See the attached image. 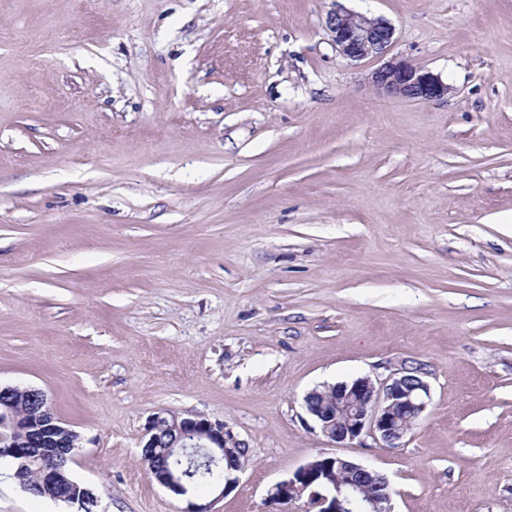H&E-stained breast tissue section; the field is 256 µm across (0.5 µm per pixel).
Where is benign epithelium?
Wrapping results in <instances>:
<instances>
[{
	"label": "benign epithelium",
	"instance_id": "7a95c632",
	"mask_svg": "<svg viewBox=\"0 0 512 512\" xmlns=\"http://www.w3.org/2000/svg\"><path fill=\"white\" fill-rule=\"evenodd\" d=\"M325 27L336 52L351 62L382 59L395 42V28L390 22L353 11L338 2L327 13ZM369 80L373 88L386 97L435 102L447 98L451 92V87L440 76L404 58L393 57L382 63L371 72ZM427 375L423 369L414 370L405 365L386 375L334 384L327 387L319 404L314 403L318 394L314 389L304 397L305 410L323 436L333 443L355 442L364 448L366 439L370 438L382 448H399L427 409L430 396ZM22 424L34 428L48 443L58 433L68 430L50 410L23 423L6 407L0 411V447H18L13 433L19 431ZM160 429L168 432L177 443V447L164 450L166 455H180L193 448L205 463L219 464L231 454H249L247 442L224 423L201 415L156 412L147 422L144 447H155ZM55 454L53 447H41L35 455L22 453L21 464L13 478L24 488L34 468L41 484L52 488L55 498L81 509L95 493L90 488L83 494L76 493V485L64 477L62 465L42 463L43 456ZM159 483L186 498L183 512H213V502L190 492L191 484L183 471H169ZM305 494L319 507L318 512H392L393 490L386 476L361 463L324 452L275 483L268 498L292 502Z\"/></svg>",
	"mask_w": 512,
	"mask_h": 512
}]
</instances>
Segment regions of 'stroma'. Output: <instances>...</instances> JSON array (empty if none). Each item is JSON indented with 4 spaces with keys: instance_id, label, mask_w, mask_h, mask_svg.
Returning a JSON list of instances; mask_svg holds the SVG:
<instances>
[{
    "instance_id": "35a3bbf8",
    "label": "stroma",
    "mask_w": 512,
    "mask_h": 512,
    "mask_svg": "<svg viewBox=\"0 0 512 512\" xmlns=\"http://www.w3.org/2000/svg\"><path fill=\"white\" fill-rule=\"evenodd\" d=\"M425 103L339 56L332 0H0V385L40 389L102 512H181L142 456L161 410L250 458L215 512L317 453L393 512H512V0H347ZM426 364L399 448L323 437L303 398ZM0 512H76L0 473ZM369 80L373 88L383 96L423 102L448 98L452 90L439 75L397 57L374 69Z\"/></svg>"
}]
</instances>
